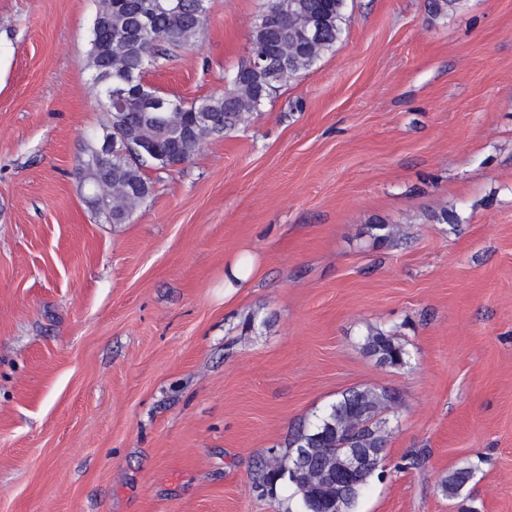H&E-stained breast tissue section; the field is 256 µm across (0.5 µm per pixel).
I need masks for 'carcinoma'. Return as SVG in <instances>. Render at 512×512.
<instances>
[{
  "instance_id": "carcinoma-1",
  "label": "carcinoma",
  "mask_w": 512,
  "mask_h": 512,
  "mask_svg": "<svg viewBox=\"0 0 512 512\" xmlns=\"http://www.w3.org/2000/svg\"><path fill=\"white\" fill-rule=\"evenodd\" d=\"M142 0H112L109 25L92 24L87 66L92 73L99 98H104L108 84H120L129 74L147 75L149 67L169 57L173 49H188L196 44L208 17V0H177L178 6L156 11L153 28L138 32L137 12ZM346 0H266L264 10L255 19L251 43L268 47L278 40L301 38L302 24L311 14L323 16L322 35L310 51L291 58L285 66L272 72L244 73L237 69L230 79L229 92L211 95L191 103L174 95L161 93L171 105L183 111V119L203 121L207 138L226 136L241 125L242 115L260 109L262 102L288 81L312 68L320 57L341 39L346 22ZM140 36H135V33ZM107 128H114L119 142L130 138L140 143L143 157L128 160L121 151L112 157L99 156L95 136L84 139L77 159L76 175L84 183L103 182L124 189L121 208L112 209V197L97 199L96 211L113 224H125L134 209L153 193L154 182L147 170H165L174 163H185L202 148L198 136L174 138L168 122L147 116L139 98L130 96L125 111L107 112ZM364 350L389 366L405 364L406 351L391 332L369 328ZM398 395L389 390L352 388L343 392L315 421L299 427L288 442V451L257 466L259 484L269 486L277 476L296 463L300 448H311L316 468L310 477L292 484L300 502L336 493L323 474L326 466L340 467L348 448L384 449L388 433L381 414L396 407ZM473 472L462 468L441 480L442 494L455 497L468 485Z\"/></svg>"
}]
</instances>
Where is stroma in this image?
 <instances>
[{"label":"stroma","mask_w":512,"mask_h":512,"mask_svg":"<svg viewBox=\"0 0 512 512\" xmlns=\"http://www.w3.org/2000/svg\"><path fill=\"white\" fill-rule=\"evenodd\" d=\"M264 3L210 0L148 81L221 93ZM427 3L347 0L331 51L112 224L74 171L98 0H0V512H301L254 465L363 387L400 401L354 512H512V0ZM257 258L249 251L237 253L224 269V288L233 290L245 287L253 278ZM364 350L377 358L379 363L389 366L405 364L406 351L395 341L390 331L378 327H369L364 338ZM472 476L473 472L470 468H462L449 473L439 484L442 494L448 497L458 496L468 485Z\"/></svg>","instance_id":"stroma-1"}]
</instances>
